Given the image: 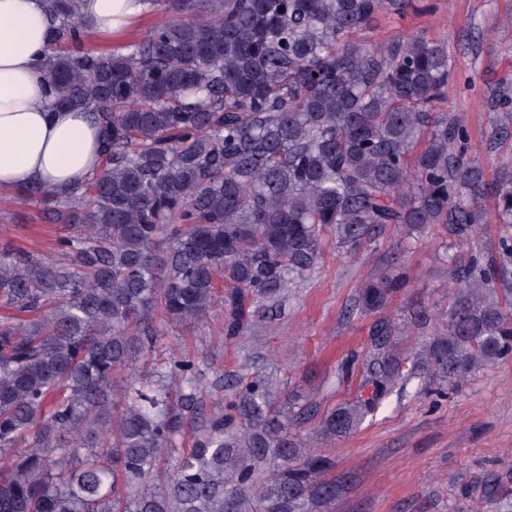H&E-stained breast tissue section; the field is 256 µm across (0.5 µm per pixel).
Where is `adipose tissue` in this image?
I'll return each mask as SVG.
<instances>
[{
  "label": "adipose tissue",
  "mask_w": 512,
  "mask_h": 512,
  "mask_svg": "<svg viewBox=\"0 0 512 512\" xmlns=\"http://www.w3.org/2000/svg\"><path fill=\"white\" fill-rule=\"evenodd\" d=\"M144 11L143 0H85L81 22L117 38ZM51 37L46 0H0V188L64 193L101 166L95 113L53 103L42 65Z\"/></svg>",
  "instance_id": "obj_1"
}]
</instances>
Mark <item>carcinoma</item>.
Instances as JSON below:
<instances>
[{"instance_id":"cac0c4a2","label":"carcinoma","mask_w":512,"mask_h":512,"mask_svg":"<svg viewBox=\"0 0 512 512\" xmlns=\"http://www.w3.org/2000/svg\"><path fill=\"white\" fill-rule=\"evenodd\" d=\"M147 2L162 18L146 39L84 51L80 0H49L48 82L57 103L95 110L103 158L66 196L21 190L71 227L59 258L0 253V304L35 314L0 322V512H335L346 478L295 433L311 404L255 376L210 414L194 361L133 375L136 350L157 317L201 321L220 299L226 333L246 331L328 239L352 255L398 225L468 244L491 196L497 254L455 269L448 322L405 355L402 327L377 321L362 393L315 436L354 433L401 380L459 387L512 357V174L489 181L466 126L435 110L447 45L352 40L401 0ZM511 139L512 120L491 128L489 143ZM405 285L370 279L359 304L377 312ZM484 498L512 512L499 479Z\"/></svg>"}]
</instances>
